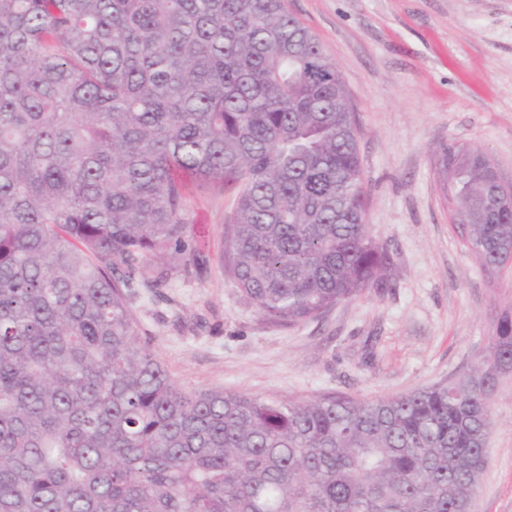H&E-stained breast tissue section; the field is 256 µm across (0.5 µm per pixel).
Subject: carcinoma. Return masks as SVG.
<instances>
[{"mask_svg":"<svg viewBox=\"0 0 512 512\" xmlns=\"http://www.w3.org/2000/svg\"><path fill=\"white\" fill-rule=\"evenodd\" d=\"M347 87L286 0H0V512H470L512 309L468 370L369 401L185 390L130 288L201 269L191 188L235 194L224 271L296 326L380 287ZM449 220L512 268V185L443 146Z\"/></svg>","mask_w":512,"mask_h":512,"instance_id":"cac0c4a2","label":"carcinoma"}]
</instances>
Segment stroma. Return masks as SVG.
I'll list each match as a JSON object with an SVG mask.
<instances>
[{
	"label": "stroma",
	"instance_id": "obj_1",
	"mask_svg": "<svg viewBox=\"0 0 512 512\" xmlns=\"http://www.w3.org/2000/svg\"><path fill=\"white\" fill-rule=\"evenodd\" d=\"M351 94L372 235L387 247L384 287L294 327L263 319L224 273L221 188L189 200L202 273L135 288L140 341L187 390L268 400L393 397L447 380L484 350L512 304V271L482 274L454 236L437 159L480 147L512 183V0H287ZM488 462L472 512H512V374L491 410Z\"/></svg>",
	"mask_w": 512,
	"mask_h": 512
}]
</instances>
